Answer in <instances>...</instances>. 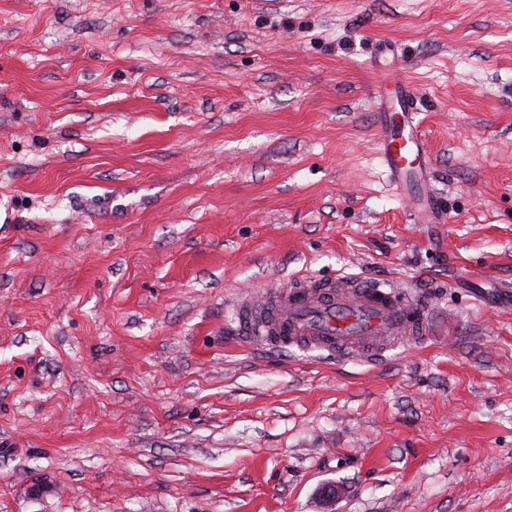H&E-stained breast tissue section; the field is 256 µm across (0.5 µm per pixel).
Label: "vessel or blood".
<instances>
[{"mask_svg": "<svg viewBox=\"0 0 512 512\" xmlns=\"http://www.w3.org/2000/svg\"><path fill=\"white\" fill-rule=\"evenodd\" d=\"M379 139L392 179L406 183L424 146L418 125L381 113ZM237 312L242 334L275 350L301 347L374 360L431 334L425 306L397 287L354 277L301 278L243 299Z\"/></svg>", "mask_w": 512, "mask_h": 512, "instance_id": "b4317fda", "label": "vessel or blood"}]
</instances>
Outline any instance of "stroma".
Instances as JSON below:
<instances>
[{
	"label": "stroma",
	"mask_w": 512,
	"mask_h": 512,
	"mask_svg": "<svg viewBox=\"0 0 512 512\" xmlns=\"http://www.w3.org/2000/svg\"><path fill=\"white\" fill-rule=\"evenodd\" d=\"M334 275L432 337L236 336ZM0 512H512V0H0ZM399 112H380L379 139L381 153L390 171L391 178L398 184L407 182L414 162L420 156L424 146L419 124H413L402 114L401 120H395Z\"/></svg>",
	"instance_id": "stroma-1"
}]
</instances>
